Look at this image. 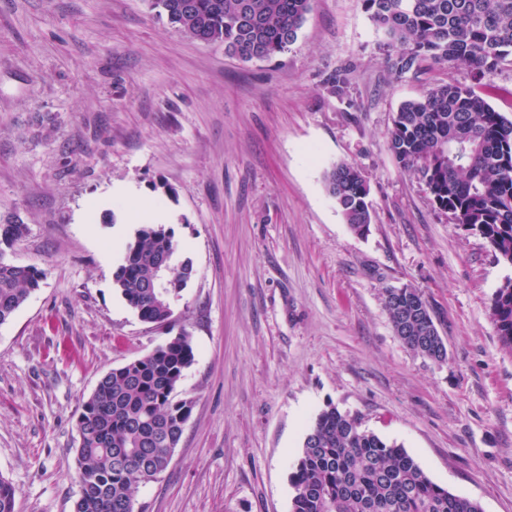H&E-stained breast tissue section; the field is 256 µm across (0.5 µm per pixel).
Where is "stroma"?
Wrapping results in <instances>:
<instances>
[{
	"instance_id": "obj_1",
	"label": "stroma",
	"mask_w": 512,
	"mask_h": 512,
	"mask_svg": "<svg viewBox=\"0 0 512 512\" xmlns=\"http://www.w3.org/2000/svg\"><path fill=\"white\" fill-rule=\"evenodd\" d=\"M381 41L362 0H313L288 51L252 62L146 0H0V219L27 226L6 258L44 274L0 325L15 512H74L83 400L183 328L191 415L134 512H291L304 435L330 405L483 512H512V350L490 313L512 267L388 146L400 106L442 83L512 118V63L478 80L461 65L400 73ZM341 162L369 186L363 236L325 190ZM118 186L164 212L193 264L171 327L113 285L139 227ZM404 286L429 304L444 361L394 334L384 295Z\"/></svg>"
}]
</instances>
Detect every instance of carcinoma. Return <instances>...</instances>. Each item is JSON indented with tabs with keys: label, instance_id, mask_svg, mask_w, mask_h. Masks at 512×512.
Instances as JSON below:
<instances>
[{
	"label": "carcinoma",
	"instance_id": "carcinoma-1",
	"mask_svg": "<svg viewBox=\"0 0 512 512\" xmlns=\"http://www.w3.org/2000/svg\"><path fill=\"white\" fill-rule=\"evenodd\" d=\"M383 49L401 72L428 61L464 65L481 77L512 56V0H362ZM158 17L186 37L245 61L268 60L298 37L312 0H148ZM398 164L417 175L438 209L476 229L498 261L512 266V119L473 88L446 83L404 102L388 132ZM350 230L363 236L372 221L362 172L341 162L324 174ZM27 231L20 215L0 222V325L40 287L42 272L4 258ZM167 287H147L163 255ZM193 273L178 259L174 231L144 224L126 246L113 283L138 318L171 323ZM385 301L393 330L413 353H440L441 336L429 305L414 288H389ZM491 317L501 343L512 350V279L496 290ZM195 359L181 330L149 353L107 372L82 404L77 420L75 512H134L133 493L169 465L190 417L192 401L179 397L185 369ZM291 512H482L472 499L434 483L400 445L363 427L361 418L330 406L305 434L291 475ZM16 490L0 478V512H15Z\"/></svg>",
	"mask_w": 512,
	"mask_h": 512
}]
</instances>
